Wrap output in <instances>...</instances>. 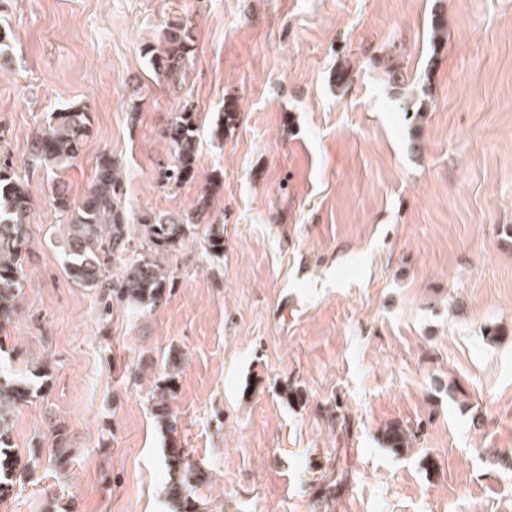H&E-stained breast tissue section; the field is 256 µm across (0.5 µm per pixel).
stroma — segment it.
<instances>
[{"label":"stroma","mask_w":512,"mask_h":512,"mask_svg":"<svg viewBox=\"0 0 512 512\" xmlns=\"http://www.w3.org/2000/svg\"><path fill=\"white\" fill-rule=\"evenodd\" d=\"M172 22L195 45L177 85L151 60ZM0 27V162L33 201L0 373L38 391L10 445L28 458L58 424L71 458L41 459L0 512H170L174 445L202 472L198 512H512V0H0ZM72 103L84 150L30 167ZM185 106L197 176L167 188L161 131ZM103 154L136 215L219 185L160 259L172 293L138 314L101 315L64 270L53 182L82 200ZM170 356L172 433L145 398Z\"/></svg>","instance_id":"stroma-1"}]
</instances>
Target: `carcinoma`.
<instances>
[{
  "mask_svg": "<svg viewBox=\"0 0 512 512\" xmlns=\"http://www.w3.org/2000/svg\"><path fill=\"white\" fill-rule=\"evenodd\" d=\"M193 52L189 29L176 24L162 33L161 53L155 56L165 76L178 78L184 61ZM197 130L196 113L184 108L172 114L164 137L175 152L174 163L160 174L161 183L178 188L195 177ZM90 117L83 105L71 104L51 113L47 130L30 140L31 161L55 169H63L78 157L90 136ZM121 179L106 154L97 161L90 192L78 203L69 200L58 189L53 196L57 208L69 215L71 231L65 252L66 270L70 278L88 288L108 290L102 298L101 314L110 315L112 300L123 302L134 313L160 303L174 287L173 273H165L151 254L178 250L190 226L203 221L209 209V195L202 193L192 209L180 214H154L140 217L130 225L121 204ZM30 199L27 190L0 163V344L7 335V323L16 311L22 288V252L29 241ZM139 244L147 255L130 258V246ZM176 374H167L150 390L151 410L160 427L168 432L175 422L168 410V399L175 393ZM32 397L30 388L11 378H0V496L24 487L33 476L30 462L14 457L10 441L12 417L18 405ZM67 434L63 427L52 430L49 455L58 469L69 462L66 454ZM183 448H170L168 470L176 476L169 488L173 512H198L191 481L198 480Z\"/></svg>",
  "mask_w": 512,
  "mask_h": 512,
  "instance_id": "carcinoma-1",
  "label": "carcinoma"
}]
</instances>
